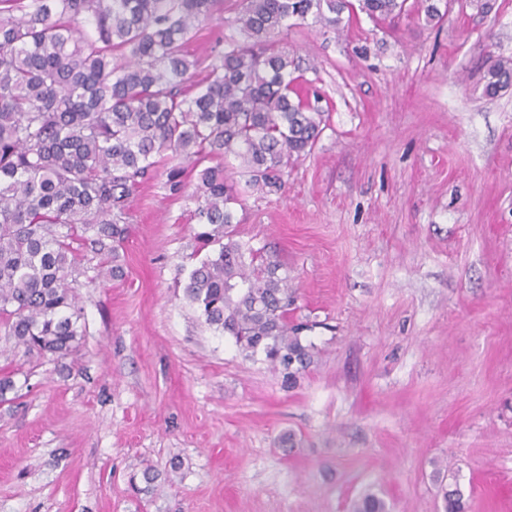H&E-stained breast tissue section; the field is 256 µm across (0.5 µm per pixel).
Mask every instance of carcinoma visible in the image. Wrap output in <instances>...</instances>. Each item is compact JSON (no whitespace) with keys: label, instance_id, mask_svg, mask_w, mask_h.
Segmentation results:
<instances>
[{"label":"carcinoma","instance_id":"carcinoma-1","mask_svg":"<svg viewBox=\"0 0 512 512\" xmlns=\"http://www.w3.org/2000/svg\"><path fill=\"white\" fill-rule=\"evenodd\" d=\"M217 2L0 0V330L14 348L56 358L77 348L84 261L123 275L129 199L167 156L165 189L193 201L197 239L216 247L190 271L184 299L246 357L263 354L285 386L310 364L314 345L288 321V268L234 228L242 197L282 186L326 123L301 96L281 34L290 20L339 31L361 14L380 27L405 12L437 25L448 0H240V39L211 51L189 95L198 61L184 45ZM511 83L512 60L491 61L484 94ZM231 156L242 187L228 182ZM177 158L195 169L190 194ZM463 498L443 489L444 512H464ZM353 512L388 507L367 492Z\"/></svg>","mask_w":512,"mask_h":512}]
</instances>
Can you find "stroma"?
Segmentation results:
<instances>
[{
	"label": "stroma",
	"mask_w": 512,
	"mask_h": 512,
	"mask_svg": "<svg viewBox=\"0 0 512 512\" xmlns=\"http://www.w3.org/2000/svg\"><path fill=\"white\" fill-rule=\"evenodd\" d=\"M450 0L428 26L289 27L302 88L329 119L281 189L235 208L287 267L315 344L296 386L185 304L205 258L192 201L139 185L122 279L79 278L86 332L64 358L0 333V512H512V0ZM218 0L186 44L233 34ZM291 443H283V435ZM153 490H134L145 468ZM512 82V60L497 59L490 62L485 74L483 92L486 96L496 95Z\"/></svg>",
	"instance_id": "1"
}]
</instances>
